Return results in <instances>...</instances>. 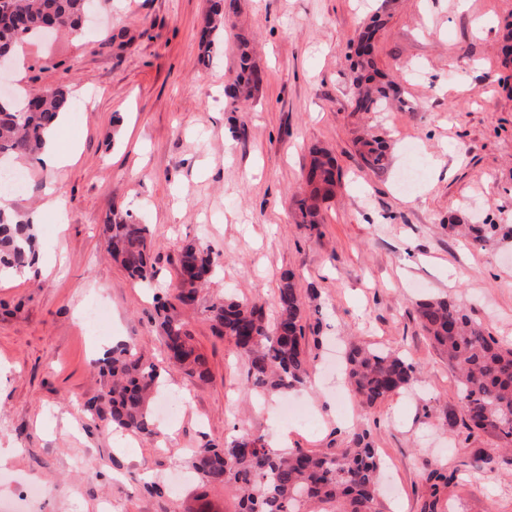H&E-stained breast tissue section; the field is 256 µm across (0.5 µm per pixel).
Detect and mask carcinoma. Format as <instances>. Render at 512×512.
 Returning a JSON list of instances; mask_svg holds the SVG:
<instances>
[{
  "mask_svg": "<svg viewBox=\"0 0 512 512\" xmlns=\"http://www.w3.org/2000/svg\"><path fill=\"white\" fill-rule=\"evenodd\" d=\"M90 0H0V58L9 57L24 37L44 31L53 22L57 29L79 35ZM234 0H209L206 26L200 34L204 55H209L224 31L226 14ZM381 16L370 20L358 36L355 50L354 111L377 112L391 101H400L397 84L386 78L373 56ZM248 42L239 44L238 72L228 96L249 95L265 80L251 64ZM72 101L62 88H41L18 102L0 96V158L28 157L39 152L60 113ZM359 154L366 167L381 170L387 147L379 138L359 140ZM336 161L325 150L312 152L306 183L309 193L298 201L301 223L323 222L321 203L336 190ZM475 244L499 233L512 235V227L477 224L468 227ZM112 258L130 277L149 283L156 276L150 256L149 228L129 224L118 213L102 227ZM37 251L34 226L19 223L0 207V271L24 272ZM220 268L212 249L191 240L180 247L177 283L171 298L156 306L164 364L144 363L129 346L112 351L100 371L112 385L87 402L86 411L106 430L119 428L136 435L158 434L153 404L165 384L166 366L179 368L189 379L204 381L209 371L193 344L186 314L196 307L200 288ZM214 336L227 341L243 359L246 381L260 396L284 394L306 386L309 356L304 323L307 312L294 274L285 272L277 288L273 317L262 306L222 297L209 309ZM418 321L432 344L458 373V394L463 404L462 426L468 433L496 435L512 444V343L486 334L465 308L447 298L426 299L417 304ZM347 382L360 402L373 407L409 388L415 367L399 352L360 344L349 345L345 354ZM191 468L200 479L231 490L237 512H384L380 501L381 462L367 433H356L345 448L326 451L275 449L262 435L248 431L224 441L207 443L192 451ZM453 476L439 470L429 473L430 499L424 512H438L441 491Z\"/></svg>",
  "mask_w": 512,
  "mask_h": 512,
  "instance_id": "obj_1",
  "label": "carcinoma"
}]
</instances>
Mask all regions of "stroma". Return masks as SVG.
<instances>
[{
	"mask_svg": "<svg viewBox=\"0 0 512 512\" xmlns=\"http://www.w3.org/2000/svg\"><path fill=\"white\" fill-rule=\"evenodd\" d=\"M237 3L207 66L199 36L208 0H96L99 23L82 37H27L15 48L14 93L63 86L93 100L70 110L61 132L74 163H14L28 190L11 212L21 221L40 213L39 251L56 265L0 278V512H197L204 501L235 512L229 490L175 475L194 448L244 430L307 450L343 448L351 431H367L387 512H422L438 467L455 475L443 494L451 512H512V452L446 419L463 413L456 377L415 313L417 302L446 297L512 342V237L476 245L454 230L512 225V62L501 50L512 0ZM376 15L387 23L375 61L402 100L357 112L354 48ZM242 35L265 81L255 97L234 100L224 87ZM367 134L387 142V169L364 166L357 140ZM315 146L333 153L341 184L313 226L298 223L296 202ZM413 163L423 178L401 191ZM50 184L64 216L44 207ZM116 208L150 229L151 285L107 253L99 226ZM193 238L224 259L188 315L208 379L170 368L164 389L183 403L165 437L96 427L85 404L107 385L98 359L119 341L160 361L154 305L172 294L180 246ZM288 270L314 291L306 334L321 339L311 382L296 392L310 425L279 420L277 399L253 402L241 359L213 336L207 312L226 295L273 312ZM93 305L106 310L95 330L83 319ZM351 339L402 352L418 369L415 387L370 409L353 397L338 404L329 357ZM150 477L164 495L144 491ZM28 485L43 496H20Z\"/></svg>",
	"mask_w": 512,
	"mask_h": 512,
	"instance_id": "stroma-1",
	"label": "stroma"
}]
</instances>
